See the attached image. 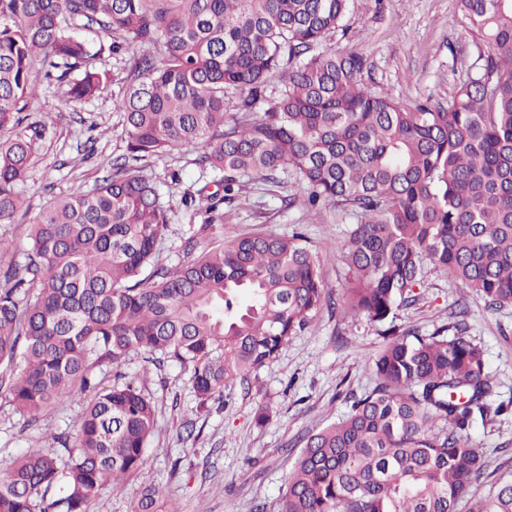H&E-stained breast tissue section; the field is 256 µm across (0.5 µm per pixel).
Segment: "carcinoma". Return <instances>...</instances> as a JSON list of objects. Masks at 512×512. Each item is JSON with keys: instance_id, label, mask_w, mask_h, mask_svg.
<instances>
[{"instance_id": "1", "label": "carcinoma", "mask_w": 512, "mask_h": 512, "mask_svg": "<svg viewBox=\"0 0 512 512\" xmlns=\"http://www.w3.org/2000/svg\"><path fill=\"white\" fill-rule=\"evenodd\" d=\"M459 2L482 64L448 105L409 109L365 85L361 54L325 45L350 0H0V224L24 207L18 186L42 139L26 116L35 66L74 108L107 88L86 31L126 56L113 109L127 135L93 189L52 199L21 228L24 262L0 266V393L31 420L91 394L74 431L51 434L58 447L30 448L0 474V512H87L102 486L146 464L153 401L95 369L132 353L156 369L190 365L202 410L338 310L299 232L197 251L249 181L289 171L304 189L286 206L357 217L340 255L343 307L386 329L373 388L301 438L281 512H458L484 473L471 430L501 411L492 379L461 321L450 338L419 336L395 315L416 302L427 260L486 308L512 304V0ZM185 146L220 179L184 196L205 203L208 222L171 269L158 262L168 208L144 168ZM133 512H165L162 492L144 489ZM469 512H512V480Z\"/></svg>"}]
</instances>
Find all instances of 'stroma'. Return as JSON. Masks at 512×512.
<instances>
[{
	"label": "stroma",
	"mask_w": 512,
	"mask_h": 512,
	"mask_svg": "<svg viewBox=\"0 0 512 512\" xmlns=\"http://www.w3.org/2000/svg\"><path fill=\"white\" fill-rule=\"evenodd\" d=\"M342 26L331 38V47L363 54L365 84L407 106L446 102L484 49L463 22L459 0H350ZM89 39L93 45H105L94 62L109 71L112 83L107 94L75 110L66 105L63 87L38 78L31 118L43 122L45 129L20 186L28 205L17 216L20 223L31 222L52 197L92 188L103 165L125 151L122 119L112 107L124 76L120 58L108 52L109 37L93 33ZM95 129L101 136L94 157L69 167V160ZM196 157L195 151L184 150L151 159L145 168L171 207L159 261L172 268L184 259L183 238L205 219L202 206H184L182 197L214 179L213 173L196 164ZM300 190L292 172L283 174L277 184L250 182L226 207L224 232H301L321 258L329 291L342 299L346 280L340 251L356 219L337 210L283 209L282 197ZM461 298L468 305L467 335L483 349L494 383L490 403L502 408L471 432L485 462L482 479L470 489L472 496L480 497L492 484L512 478V305L486 309L479 296L428 262L418 300L399 310L396 323L401 329L429 335L448 326L449 314ZM380 330V325L362 316L320 312L306 329L289 338L250 389L233 387L223 404L203 413L196 410L191 367L169 363L147 373L142 356L131 355L120 370L156 407L147 464L124 487L99 491L89 512H131L140 491L148 486L163 491L171 512H280L298 436L337 420L347 412L351 397L373 386L368 363L383 342ZM86 402V395H74L31 426L0 396V472L27 449L52 447L47 431L72 427ZM262 405L269 406L271 413L259 426L253 417ZM189 420L194 423L190 436L185 433Z\"/></svg>",
	"instance_id": "35a3bbf8"
}]
</instances>
